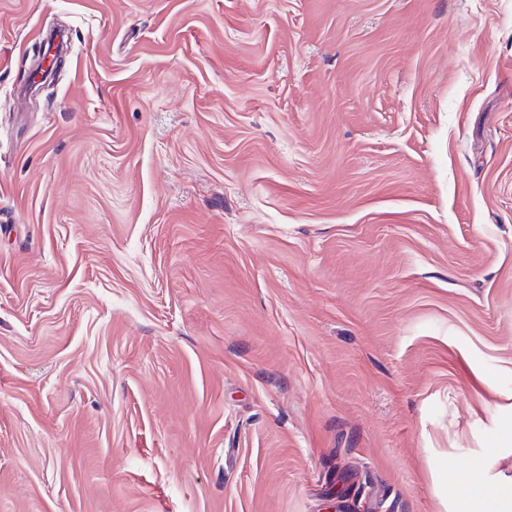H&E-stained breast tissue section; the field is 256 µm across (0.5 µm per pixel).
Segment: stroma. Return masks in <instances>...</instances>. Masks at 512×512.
<instances>
[{"label": "stroma", "mask_w": 512, "mask_h": 512, "mask_svg": "<svg viewBox=\"0 0 512 512\" xmlns=\"http://www.w3.org/2000/svg\"><path fill=\"white\" fill-rule=\"evenodd\" d=\"M476 470L512 0H0V512H448Z\"/></svg>", "instance_id": "stroma-1"}]
</instances>
